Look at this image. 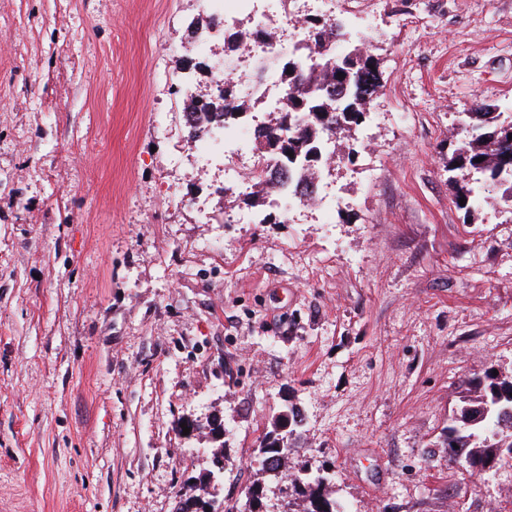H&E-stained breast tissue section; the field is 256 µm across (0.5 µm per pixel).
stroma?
I'll return each mask as SVG.
<instances>
[{
  "label": "stroma",
  "instance_id": "obj_1",
  "mask_svg": "<svg viewBox=\"0 0 512 512\" xmlns=\"http://www.w3.org/2000/svg\"><path fill=\"white\" fill-rule=\"evenodd\" d=\"M204 0H0V512H174L262 484L259 437L346 512H512V460L443 443L512 376V211L463 210L448 162L473 100L512 114V0H382L347 39L381 87L324 183L332 216L265 206L203 161L173 81ZM197 429L184 433L183 420ZM221 420L223 436L209 430ZM224 452L216 471L212 453ZM296 410L300 412V410L291 406L288 407V410L284 412V414L280 417V424L283 425L285 421L288 422V417L291 416L292 424L284 433H276L272 434V432H266L264 435L260 437V447L263 454V468L266 472L272 473L274 477H278V475L282 474L280 469L281 463H286L288 460V455L291 454V449L294 448L292 440L293 436L298 432V428L300 427L295 422V417L297 415Z\"/></svg>",
  "mask_w": 512,
  "mask_h": 512
}]
</instances>
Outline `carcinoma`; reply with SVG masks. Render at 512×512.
I'll return each mask as SVG.
<instances>
[{
	"label": "carcinoma",
	"mask_w": 512,
	"mask_h": 512,
	"mask_svg": "<svg viewBox=\"0 0 512 512\" xmlns=\"http://www.w3.org/2000/svg\"><path fill=\"white\" fill-rule=\"evenodd\" d=\"M340 22L317 18L306 25V37L288 61L280 64L287 85V108L261 127L257 146L264 153L282 157L288 166L304 164L308 174L327 161V141L362 125L373 95L380 87L372 56L358 50L333 54L329 40L341 36ZM258 37L256 31L224 32V55L240 49V44ZM344 77H339V74ZM244 102L236 99L233 87L203 103L190 101L187 109L196 114L191 136L212 121L231 123L243 113ZM468 118L467 145L454 158L453 169L462 171L456 184L455 200L466 199L462 208L480 199L488 185L507 186L512 199V119L474 102L465 112ZM459 426L452 429V454L448 460L472 469L496 457L500 448H512V377L492 378L462 407ZM299 425L292 423L283 433L260 437L265 471L278 476L288 460L293 436ZM300 508L288 512H339L331 499L323 476L294 480ZM175 512H213L201 496L181 497Z\"/></svg>",
	"instance_id": "cac0c4a2"
}]
</instances>
